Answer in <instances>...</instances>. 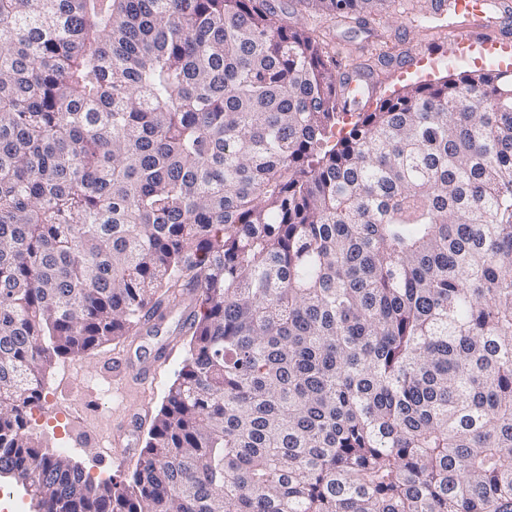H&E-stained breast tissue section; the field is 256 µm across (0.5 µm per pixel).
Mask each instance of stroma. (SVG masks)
I'll return each mask as SVG.
<instances>
[{
	"label": "stroma",
	"instance_id": "1",
	"mask_svg": "<svg viewBox=\"0 0 512 512\" xmlns=\"http://www.w3.org/2000/svg\"><path fill=\"white\" fill-rule=\"evenodd\" d=\"M434 3L387 0L384 10L363 27L342 16L316 13L302 0H281L288 21L321 33L327 51L341 63L358 66L374 60L379 44L387 43L392 61L371 73L378 98L411 82L446 76L452 19ZM416 8L428 16L424 25L409 20ZM194 309V301L185 300L168 310L157 332L143 331L84 355L56 360L46 373L43 399L31 418L30 431L39 445L80 464L91 479L128 478L142 447L144 426L156 414L186 356L182 316ZM146 370L152 380L144 386L139 377ZM70 422L87 436L88 447L68 444Z\"/></svg>",
	"mask_w": 512,
	"mask_h": 512
}]
</instances>
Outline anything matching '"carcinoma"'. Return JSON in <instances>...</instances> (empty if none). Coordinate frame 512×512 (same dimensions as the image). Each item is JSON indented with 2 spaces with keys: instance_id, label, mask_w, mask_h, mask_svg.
<instances>
[{
  "instance_id": "1",
  "label": "carcinoma",
  "mask_w": 512,
  "mask_h": 512,
  "mask_svg": "<svg viewBox=\"0 0 512 512\" xmlns=\"http://www.w3.org/2000/svg\"><path fill=\"white\" fill-rule=\"evenodd\" d=\"M336 68L276 0H0V472L42 512H512V73L350 112ZM186 294L130 479L43 451L52 363Z\"/></svg>"
}]
</instances>
